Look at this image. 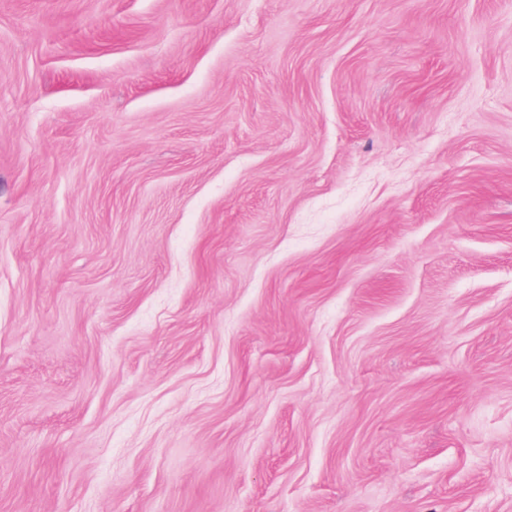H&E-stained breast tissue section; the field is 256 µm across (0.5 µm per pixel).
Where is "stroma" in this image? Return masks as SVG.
Returning a JSON list of instances; mask_svg holds the SVG:
<instances>
[{"label":"stroma","mask_w":512,"mask_h":512,"mask_svg":"<svg viewBox=\"0 0 512 512\" xmlns=\"http://www.w3.org/2000/svg\"><path fill=\"white\" fill-rule=\"evenodd\" d=\"M0 512H512V0H0Z\"/></svg>","instance_id":"obj_1"}]
</instances>
